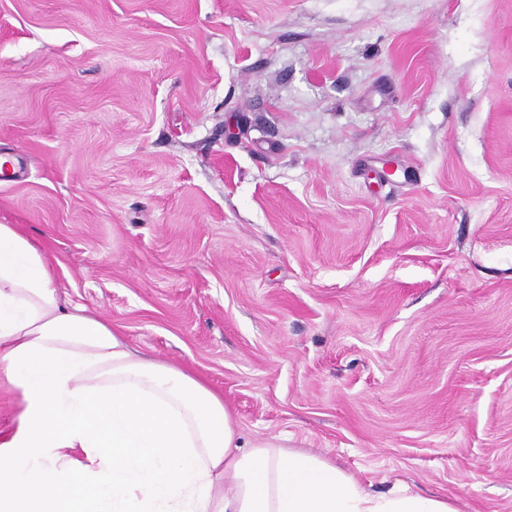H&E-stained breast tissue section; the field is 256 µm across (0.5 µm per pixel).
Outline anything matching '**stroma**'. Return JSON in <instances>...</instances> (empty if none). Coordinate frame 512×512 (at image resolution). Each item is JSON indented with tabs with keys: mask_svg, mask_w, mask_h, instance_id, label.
<instances>
[{
	"mask_svg": "<svg viewBox=\"0 0 512 512\" xmlns=\"http://www.w3.org/2000/svg\"><path fill=\"white\" fill-rule=\"evenodd\" d=\"M0 224L243 442L512 512V0H0Z\"/></svg>",
	"mask_w": 512,
	"mask_h": 512,
	"instance_id": "1",
	"label": "stroma"
}]
</instances>
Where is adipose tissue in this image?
I'll return each mask as SVG.
<instances>
[{"mask_svg": "<svg viewBox=\"0 0 512 512\" xmlns=\"http://www.w3.org/2000/svg\"><path fill=\"white\" fill-rule=\"evenodd\" d=\"M0 376L21 405L0 439V512H455L372 495L278 436L241 446L221 394L65 305L15 224H0Z\"/></svg>", "mask_w": 512, "mask_h": 512, "instance_id": "obj_1", "label": "adipose tissue"}]
</instances>
